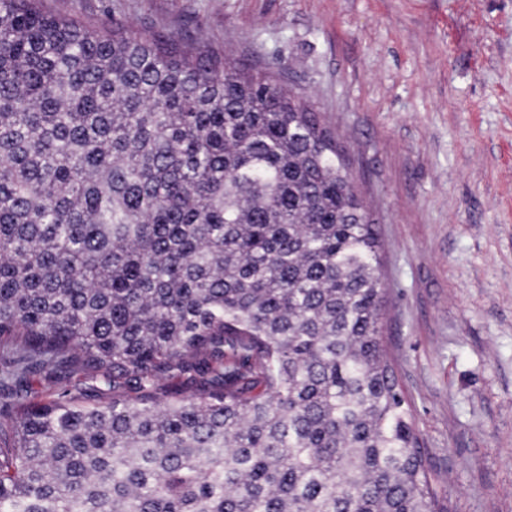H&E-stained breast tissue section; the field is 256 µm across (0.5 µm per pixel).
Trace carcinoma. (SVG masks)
Returning <instances> with one entry per match:
<instances>
[{
    "label": "carcinoma",
    "mask_w": 512,
    "mask_h": 512,
    "mask_svg": "<svg viewBox=\"0 0 512 512\" xmlns=\"http://www.w3.org/2000/svg\"><path fill=\"white\" fill-rule=\"evenodd\" d=\"M346 171L266 70L0 0V512H447Z\"/></svg>",
    "instance_id": "cac0c4a2"
}]
</instances>
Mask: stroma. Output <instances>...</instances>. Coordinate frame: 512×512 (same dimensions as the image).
<instances>
[{"label":"stroma","instance_id":"stroma-1","mask_svg":"<svg viewBox=\"0 0 512 512\" xmlns=\"http://www.w3.org/2000/svg\"><path fill=\"white\" fill-rule=\"evenodd\" d=\"M308 95L382 258L381 340L448 512H512V0H41Z\"/></svg>","mask_w":512,"mask_h":512}]
</instances>
